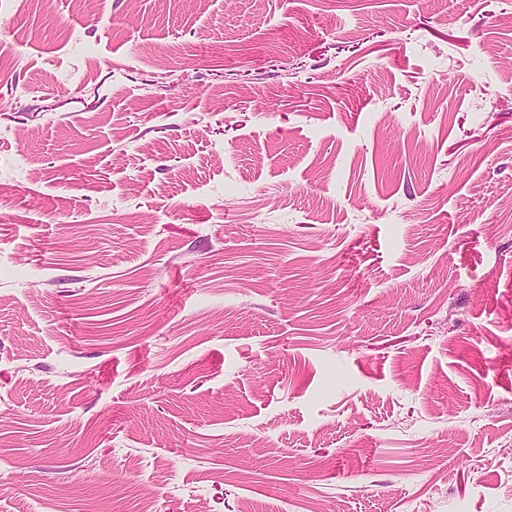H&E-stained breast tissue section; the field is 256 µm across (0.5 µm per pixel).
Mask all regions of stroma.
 <instances>
[{"label":"stroma","instance_id":"1","mask_svg":"<svg viewBox=\"0 0 512 512\" xmlns=\"http://www.w3.org/2000/svg\"><path fill=\"white\" fill-rule=\"evenodd\" d=\"M512 512V0H0V512Z\"/></svg>","mask_w":512,"mask_h":512}]
</instances>
